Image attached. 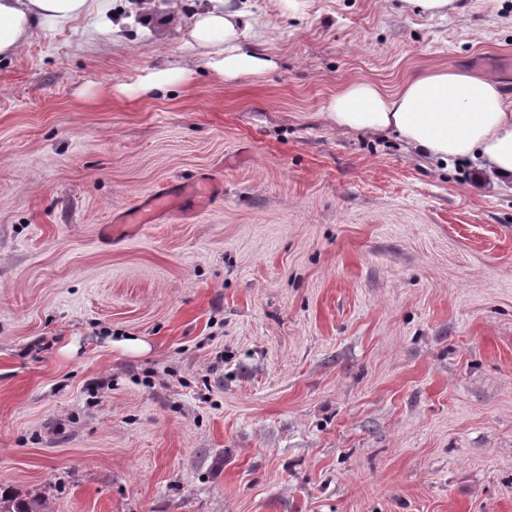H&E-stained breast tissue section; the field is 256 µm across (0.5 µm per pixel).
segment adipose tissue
<instances>
[{"mask_svg":"<svg viewBox=\"0 0 512 512\" xmlns=\"http://www.w3.org/2000/svg\"><path fill=\"white\" fill-rule=\"evenodd\" d=\"M91 10V0H0V58L16 56L35 27ZM244 16L232 0H208L191 32L208 51V67L227 80L256 77L274 66L246 42ZM327 117L340 129L395 131L427 158L472 160L496 180L512 182V98L493 77L436 69L406 78L392 92L357 79L329 101Z\"/></svg>","mask_w":512,"mask_h":512,"instance_id":"ef3b65f1","label":"adipose tissue"}]
</instances>
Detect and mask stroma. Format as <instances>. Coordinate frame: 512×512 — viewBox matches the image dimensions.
Here are the masks:
<instances>
[{
    "mask_svg": "<svg viewBox=\"0 0 512 512\" xmlns=\"http://www.w3.org/2000/svg\"><path fill=\"white\" fill-rule=\"evenodd\" d=\"M205 4L147 29L109 0L0 60V490L512 512V184L326 116L350 80L437 68L512 96V0H245L276 66L236 82L189 45ZM201 176L215 205L117 224Z\"/></svg>",
    "mask_w": 512,
    "mask_h": 512,
    "instance_id": "stroma-1",
    "label": "stroma"
}]
</instances>
